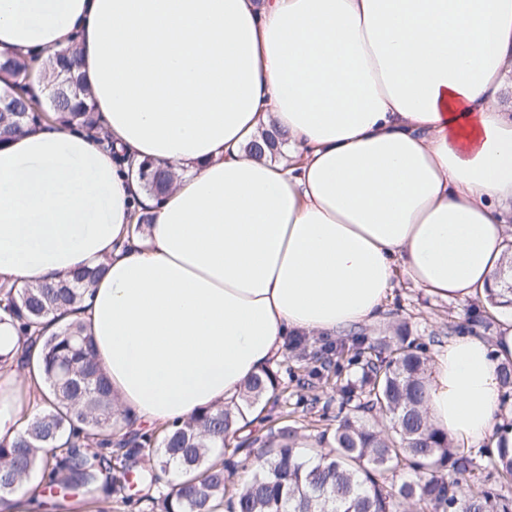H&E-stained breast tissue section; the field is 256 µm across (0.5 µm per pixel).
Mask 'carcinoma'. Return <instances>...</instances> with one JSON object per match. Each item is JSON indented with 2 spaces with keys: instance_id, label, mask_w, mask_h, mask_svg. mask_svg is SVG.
<instances>
[{
  "instance_id": "carcinoma-1",
  "label": "carcinoma",
  "mask_w": 512,
  "mask_h": 512,
  "mask_svg": "<svg viewBox=\"0 0 512 512\" xmlns=\"http://www.w3.org/2000/svg\"><path fill=\"white\" fill-rule=\"evenodd\" d=\"M75 54L47 56L44 75L32 78L30 66L7 60L13 81L0 97V139L27 128L55 124L96 137L102 117L80 76ZM142 188L165 192L174 174L149 161L140 163ZM102 269L75 280L18 288L0 283V313L9 317L25 340L41 342L39 378L30 391L40 412L12 438H0V503L40 476L44 483L80 491L86 501L113 498L125 507L150 503V512H512V448L487 456L486 478L471 483L473 458L453 446L427 419L423 376L427 346L396 327L381 343L372 336H345L307 353L304 339L293 342L296 359L313 356L308 376L336 378L345 404L355 403L336 428L322 437L327 450L306 467L298 450V428L275 422L266 433L246 438L239 448L258 447L251 478L228 483L224 445L249 424L259 401L277 399L279 381L266 372L248 380L241 403L218 407L160 433L123 431L127 418L116 409L112 386L100 365L86 326L73 319L48 330L52 322L81 307L90 284ZM362 362L361 375H343L345 365ZM149 462L141 483L155 493L134 498L125 493L131 465ZM404 473L397 484L388 473Z\"/></svg>"
}]
</instances>
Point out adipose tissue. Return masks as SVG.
<instances>
[{
    "label": "adipose tissue",
    "instance_id": "1",
    "mask_svg": "<svg viewBox=\"0 0 512 512\" xmlns=\"http://www.w3.org/2000/svg\"><path fill=\"white\" fill-rule=\"evenodd\" d=\"M72 46L108 135L0 144V280L106 265L78 316L136 425L237 401L287 337L374 323L400 279L456 303L500 291L512 0H0L1 61ZM272 128L288 164L247 150ZM131 159L178 172L163 200ZM498 322L427 363L428 420L455 445L512 447V307ZM28 379L0 372V437Z\"/></svg>",
    "mask_w": 512,
    "mask_h": 512
}]
</instances>
